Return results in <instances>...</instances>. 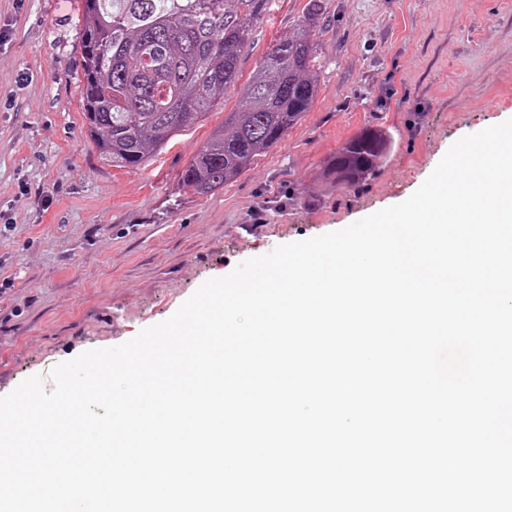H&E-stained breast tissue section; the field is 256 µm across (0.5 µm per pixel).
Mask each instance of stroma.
Instances as JSON below:
<instances>
[{
    "label": "stroma",
    "mask_w": 512,
    "mask_h": 512,
    "mask_svg": "<svg viewBox=\"0 0 512 512\" xmlns=\"http://www.w3.org/2000/svg\"><path fill=\"white\" fill-rule=\"evenodd\" d=\"M306 5L272 0L240 82ZM322 14L310 111L200 196L181 172L240 94L140 169L113 167L83 133L81 0H0V395L132 339L249 258L404 202L452 143L512 119V0H323ZM369 127L392 137L386 164L354 187L326 180Z\"/></svg>",
    "instance_id": "35a3bbf8"
}]
</instances>
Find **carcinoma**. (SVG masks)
Returning a JSON list of instances; mask_svg holds the SVG:
<instances>
[{
	"instance_id": "1",
	"label": "carcinoma",
	"mask_w": 512,
	"mask_h": 512,
	"mask_svg": "<svg viewBox=\"0 0 512 512\" xmlns=\"http://www.w3.org/2000/svg\"><path fill=\"white\" fill-rule=\"evenodd\" d=\"M79 82L89 138L100 157L140 168L170 140L241 92L244 106L224 117L181 174L185 188L211 195L280 143L318 93L321 0L271 43L252 79L238 86V58L254 43L270 0H82ZM392 147L367 128L347 141L323 176L354 187L373 177Z\"/></svg>"
}]
</instances>
